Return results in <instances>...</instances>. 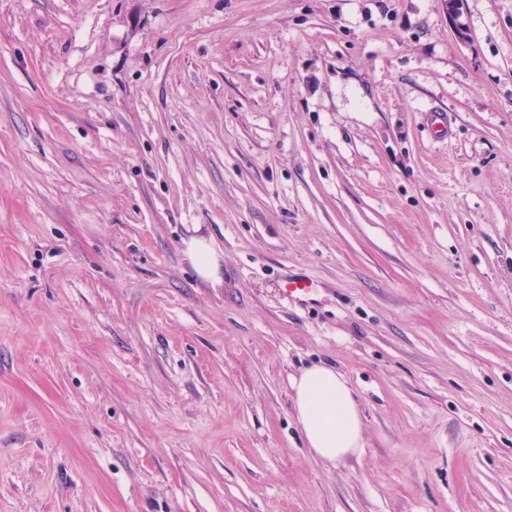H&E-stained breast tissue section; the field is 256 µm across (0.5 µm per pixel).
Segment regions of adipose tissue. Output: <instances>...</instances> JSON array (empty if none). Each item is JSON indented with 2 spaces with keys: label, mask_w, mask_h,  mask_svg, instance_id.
<instances>
[{
  "label": "adipose tissue",
  "mask_w": 512,
  "mask_h": 512,
  "mask_svg": "<svg viewBox=\"0 0 512 512\" xmlns=\"http://www.w3.org/2000/svg\"><path fill=\"white\" fill-rule=\"evenodd\" d=\"M183 254L201 281L223 285L220 258L208 238L185 240ZM293 409L305 443L319 459L334 463L363 445L361 413L347 377L334 367L314 365L294 377Z\"/></svg>",
  "instance_id": "1"
}]
</instances>
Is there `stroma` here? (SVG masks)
Wrapping results in <instances>:
<instances>
[{
    "instance_id": "stroma-1",
    "label": "stroma",
    "mask_w": 512,
    "mask_h": 512,
    "mask_svg": "<svg viewBox=\"0 0 512 512\" xmlns=\"http://www.w3.org/2000/svg\"><path fill=\"white\" fill-rule=\"evenodd\" d=\"M0 512H512V0H0ZM183 254L201 281L212 288L224 285L220 258L205 236H191L183 241ZM293 409L307 448L335 463L363 446L361 413L354 390L333 366L313 365L291 382Z\"/></svg>"
}]
</instances>
